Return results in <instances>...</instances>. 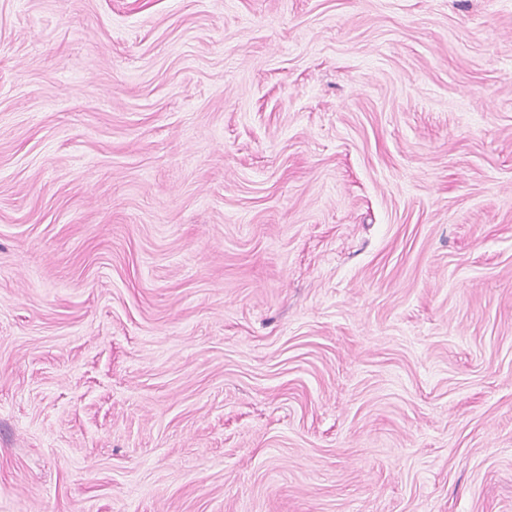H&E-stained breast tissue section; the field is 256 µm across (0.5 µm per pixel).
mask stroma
<instances>
[{
    "instance_id": "obj_1",
    "label": "stroma",
    "mask_w": 512,
    "mask_h": 512,
    "mask_svg": "<svg viewBox=\"0 0 512 512\" xmlns=\"http://www.w3.org/2000/svg\"><path fill=\"white\" fill-rule=\"evenodd\" d=\"M0 512H512V0H0Z\"/></svg>"
}]
</instances>
